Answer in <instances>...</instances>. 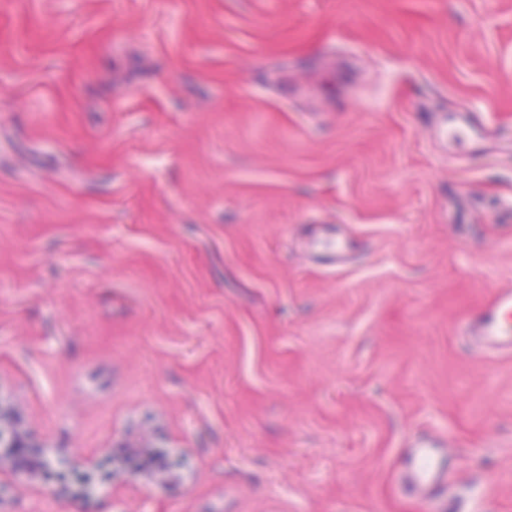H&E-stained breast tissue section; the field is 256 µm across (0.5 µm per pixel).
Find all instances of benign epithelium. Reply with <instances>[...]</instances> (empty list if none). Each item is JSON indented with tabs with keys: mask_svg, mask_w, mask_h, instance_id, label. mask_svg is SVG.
Listing matches in <instances>:
<instances>
[{
	"mask_svg": "<svg viewBox=\"0 0 512 512\" xmlns=\"http://www.w3.org/2000/svg\"><path fill=\"white\" fill-rule=\"evenodd\" d=\"M114 448L129 449L128 458L109 453L99 459H78L68 462L52 458L47 446L24 427L18 410L0 392V474L13 479H41L56 484V495L63 501L90 498L99 488L113 483L128 470L134 471L146 485L175 484L179 481V458L166 451L164 436L150 429L143 430L140 441L112 443Z\"/></svg>",
	"mask_w": 512,
	"mask_h": 512,
	"instance_id": "1",
	"label": "benign epithelium"
}]
</instances>
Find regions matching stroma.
I'll use <instances>...</instances> for the list:
<instances>
[{
	"label": "stroma",
	"mask_w": 512,
	"mask_h": 512,
	"mask_svg": "<svg viewBox=\"0 0 512 512\" xmlns=\"http://www.w3.org/2000/svg\"><path fill=\"white\" fill-rule=\"evenodd\" d=\"M499 127L512 0H0V387L54 455L148 416L189 464L84 512H512V355L460 334L512 289ZM486 129L481 116L476 112L463 110L459 112L457 119L449 127L448 124L443 130V136L449 143L461 144L479 136ZM466 135L464 138H462ZM404 458L406 477L412 486L427 488L433 495L440 489L446 465L437 457L434 440L420 434L409 443Z\"/></svg>",
	"instance_id": "35a3bbf8"
}]
</instances>
